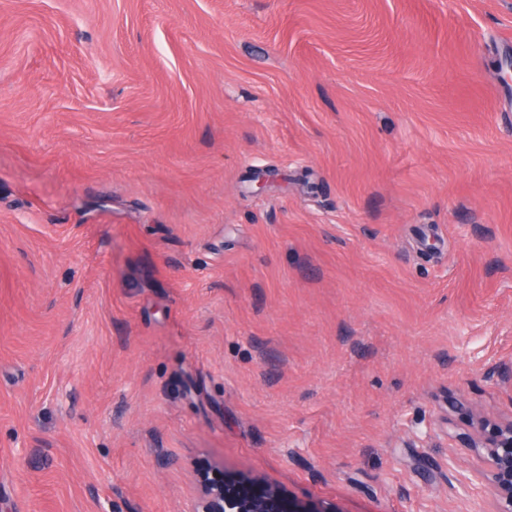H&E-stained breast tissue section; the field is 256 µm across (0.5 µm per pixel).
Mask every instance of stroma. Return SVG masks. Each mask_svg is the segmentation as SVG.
Returning a JSON list of instances; mask_svg holds the SVG:
<instances>
[{"mask_svg": "<svg viewBox=\"0 0 512 512\" xmlns=\"http://www.w3.org/2000/svg\"><path fill=\"white\" fill-rule=\"evenodd\" d=\"M509 59L512 0H0V512H494ZM200 495L191 512H341L336 505H305L252 479L228 481L224 475L198 474Z\"/></svg>", "mask_w": 512, "mask_h": 512, "instance_id": "obj_1", "label": "stroma"}]
</instances>
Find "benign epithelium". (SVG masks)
<instances>
[{"label":"benign epithelium","instance_id":"1","mask_svg":"<svg viewBox=\"0 0 512 512\" xmlns=\"http://www.w3.org/2000/svg\"><path fill=\"white\" fill-rule=\"evenodd\" d=\"M465 447L485 449L488 470L474 469L462 484L491 477L501 491L496 512H512V422L504 426L479 424L467 437ZM198 482L201 492L191 512H340L334 505H305L252 479L229 481L222 475L202 472Z\"/></svg>","mask_w":512,"mask_h":512}]
</instances>
